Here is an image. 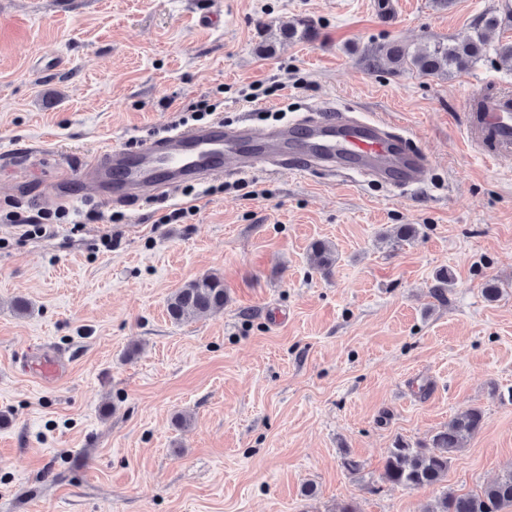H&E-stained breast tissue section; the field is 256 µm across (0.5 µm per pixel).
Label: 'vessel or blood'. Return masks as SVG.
<instances>
[{
	"label": "vessel or blood",
	"mask_w": 512,
	"mask_h": 512,
	"mask_svg": "<svg viewBox=\"0 0 512 512\" xmlns=\"http://www.w3.org/2000/svg\"><path fill=\"white\" fill-rule=\"evenodd\" d=\"M472 115V135L493 142L492 158L512 155V96L489 95L478 100ZM238 172L267 163L300 171L319 162L335 167L351 161L367 170L396 173L419 183L426 163L406 153L376 122L339 119L306 120L260 133L247 126H225L223 120L177 128L132 147H107L91 156L82 182L116 198H134L153 189L171 188L182 179L207 178L224 172L225 162Z\"/></svg>",
	"instance_id": "vessel-or-blood-1"
}]
</instances>
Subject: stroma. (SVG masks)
<instances>
[{"instance_id":"stroma-1","label":"stroma","mask_w":512,"mask_h":512,"mask_svg":"<svg viewBox=\"0 0 512 512\" xmlns=\"http://www.w3.org/2000/svg\"><path fill=\"white\" fill-rule=\"evenodd\" d=\"M213 5L222 26L196 25ZM511 5L0 0V512H423L439 487L392 486L385 453L473 407L485 426L449 488L511 468L512 157L473 145L467 112L512 91V69L491 52L449 75L368 64ZM299 22L310 38L283 39ZM47 56L64 66L41 68ZM206 101L258 130L323 107L382 122L425 177L260 167L201 198L124 203L78 181L97 150L163 136ZM63 206L101 218L75 230ZM165 207L192 213L162 224ZM29 208L48 213L41 229L6 223ZM402 224L416 236L396 239ZM317 239L335 250L331 275L310 260ZM442 269L455 283L438 298ZM210 274L223 310L172 322L173 291ZM44 352L64 365L41 384Z\"/></svg>"}]
</instances>
